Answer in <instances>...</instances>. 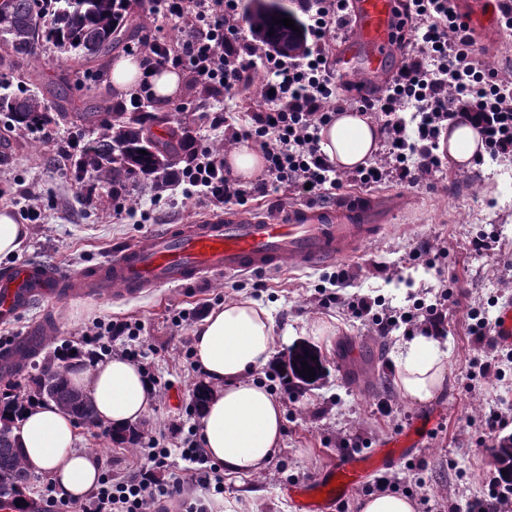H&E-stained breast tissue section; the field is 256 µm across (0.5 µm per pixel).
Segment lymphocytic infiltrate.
Masks as SVG:
<instances>
[{
	"label": "lymphocytic infiltrate",
	"mask_w": 512,
	"mask_h": 512,
	"mask_svg": "<svg viewBox=\"0 0 512 512\" xmlns=\"http://www.w3.org/2000/svg\"><path fill=\"white\" fill-rule=\"evenodd\" d=\"M149 5L152 13L179 20L183 37L175 47L156 34L128 46V54L139 56L145 67L182 68L217 97L238 93L255 68L268 75L267 111L254 113L249 128L225 127L229 140L258 143L265 158L263 178L251 187L241 186L225 170L223 157L208 147L198 148L180 179L196 188L202 202L240 205L250 196L281 188L312 199L345 181L365 187L393 181L430 188L444 166L441 134L460 119L476 128L486 152L512 157V80L501 77L477 49L455 0H406L404 12L415 25L404 45L403 62L385 93L372 98L336 91L329 48L344 21L347 0H302L307 51L301 57L284 56L246 33L242 0H149ZM351 108L378 120L385 149L342 181L320 151L319 131L338 112ZM449 298L444 291L434 303L395 309L363 297L349 302L347 310L384 336L403 327L435 336ZM141 453L145 465L129 476L102 473L96 491L84 501H61L48 487L41 499L50 510L62 504L70 512H148L162 500L182 502L185 512H207L202 501L185 500L187 479L218 492L224 487L197 441H185L179 451L193 465L186 477L173 473L156 478V470L167 467L172 455L157 439H149Z\"/></svg>",
	"instance_id": "1"
}]
</instances>
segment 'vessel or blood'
I'll return each instance as SVG.
<instances>
[{"label": "vessel or blood", "instance_id": "b4317fda", "mask_svg": "<svg viewBox=\"0 0 512 512\" xmlns=\"http://www.w3.org/2000/svg\"><path fill=\"white\" fill-rule=\"evenodd\" d=\"M398 10L397 0H353L348 23L340 31L336 63L354 66L366 76L364 92L382 86L386 61L400 49ZM365 207V202L349 196L337 205L306 202L272 211L228 207L145 236L111 262L89 270L67 273L44 263L10 268L0 273V322H11L43 299L100 297L115 289L134 297L146 288L215 274L326 265L355 255L366 241L385 232V225L365 223ZM55 326V320H44L25 335L1 344L0 371L13 372L24 353L38 349ZM492 339L512 348L511 304L501 308ZM428 432V426L413 424L395 432L380 447L338 456L331 468L298 484L291 499L296 512H334L369 477L397 468L414 456Z\"/></svg>", "mask_w": 512, "mask_h": 512}]
</instances>
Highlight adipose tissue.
<instances>
[{"label": "adipose tissue", "instance_id": "ef3b65f1", "mask_svg": "<svg viewBox=\"0 0 512 512\" xmlns=\"http://www.w3.org/2000/svg\"><path fill=\"white\" fill-rule=\"evenodd\" d=\"M110 80L116 92L128 97L136 95L141 86H149L163 103L174 101L182 87L178 69L169 66L147 71L129 57L113 64ZM320 137L322 152L342 173L366 164L379 147L376 125L355 112L337 116L321 129ZM480 147L476 129L459 121L448 134L449 167L470 168ZM224 160L233 177L245 182L264 169L261 151L249 141L225 149ZM274 344L269 310L249 298L226 301L192 331L195 363L210 390L198 425L201 445L225 475L240 480L263 474L282 442V406L252 378L253 372L270 360ZM447 359V352L434 338L403 345L396 376L402 396L416 403L431 400L446 379ZM65 375L92 400L97 423L115 429L134 425L155 401L154 388L143 371L123 358L95 364L76 360ZM14 435L24 450L26 465L48 474L62 497L80 499L96 488L100 478L97 458L79 448V429L73 417L56 403L27 407L16 422Z\"/></svg>", "mask_w": 512, "mask_h": 512}]
</instances>
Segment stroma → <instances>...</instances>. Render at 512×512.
I'll list each match as a JSON object with an SVG mask.
<instances>
[{"label":"stroma","instance_id":"obj_1","mask_svg":"<svg viewBox=\"0 0 512 512\" xmlns=\"http://www.w3.org/2000/svg\"><path fill=\"white\" fill-rule=\"evenodd\" d=\"M81 69V64L46 44L33 55L15 59L12 69L0 72V80L26 82L48 98L54 84L74 78ZM251 78L253 87L231 99L204 96L199 85L184 79L180 100L193 104V111L153 105L155 118L147 127L164 140L170 129L184 122L198 145L224 147V126L213 124V117L227 116L230 124L242 129L251 126L253 113L263 107L260 88L266 75L257 68ZM7 125L0 114V145L10 148L9 155L0 158V210H9L20 221L25 209L35 205L41 215L31 224L21 251L0 258V269L32 261L71 272L92 268L147 233L209 213L207 207L183 197L182 185L157 196L132 183L123 198L127 213L123 220H114L111 187L91 193L73 176L69 147L89 139L80 124L62 121L34 134L11 133ZM362 193L375 203L373 223L391 225L392 230L341 264L306 270L287 267L260 278L244 274L161 285L140 297L44 301L21 311L10 325L0 327V342L22 335L48 316L57 318L58 327L25 372L0 374V393H28L30 374L62 346L82 348L80 336L93 322H136L141 326L137 343L144 363L159 380L157 400L136 429L173 449L180 441L171 437L170 426L177 423L193 431L200 418L193 392L203 378L193 370L185 349L192 329L225 301L257 300L269 308L277 340L270 363L254 377L281 402L285 430L279 453L256 482L259 494L253 512H294L287 485L329 468L337 454L352 452L356 442L377 445L425 409L424 404L402 398L396 385L393 356L405 341L403 333L380 336L338 305H322L319 291L328 287V274L346 269L348 277L337 290L343 299L377 298L394 308L418 300L432 303L437 292L447 289L452 293L443 331L448 377L434 398L441 406L440 416L414 457L422 465L418 474L409 475L400 466L391 475L400 484L413 478L412 500L428 497L441 504L442 512H459L466 500L483 495L499 470L492 450L483 445L484 419L493 407L512 406V368L498 379L470 380L469 363L483 355L484 347L467 329L470 307L484 305L491 317L496 304L512 302V271L503 265L504 259L512 258V157L499 159L494 171L482 162L468 170L445 169L432 190L386 183L363 188ZM480 233L497 236L495 251H471L469 242ZM424 241L438 255L435 266L408 260ZM259 279L265 286L258 291L254 284ZM317 318L333 324L334 333L307 334V326ZM299 346L318 351L323 375L297 390L283 388L271 373L287 360L291 348ZM384 404L389 413L381 412ZM81 445L96 453L101 470L118 476L131 474L141 464L140 444L115 443L102 427L83 432Z\"/></svg>","mask_w":512,"mask_h":512}]
</instances>
